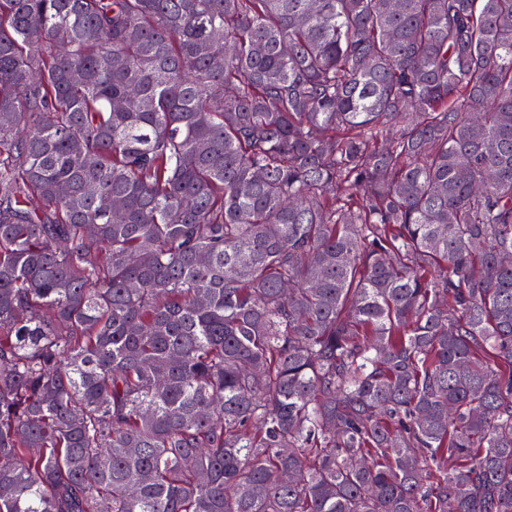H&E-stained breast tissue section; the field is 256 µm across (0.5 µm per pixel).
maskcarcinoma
<instances>
[{
  "label": "carcinoma",
  "instance_id": "obj_1",
  "mask_svg": "<svg viewBox=\"0 0 512 512\" xmlns=\"http://www.w3.org/2000/svg\"><path fill=\"white\" fill-rule=\"evenodd\" d=\"M450 506L512 512V0H0V512Z\"/></svg>",
  "mask_w": 512,
  "mask_h": 512
}]
</instances>
